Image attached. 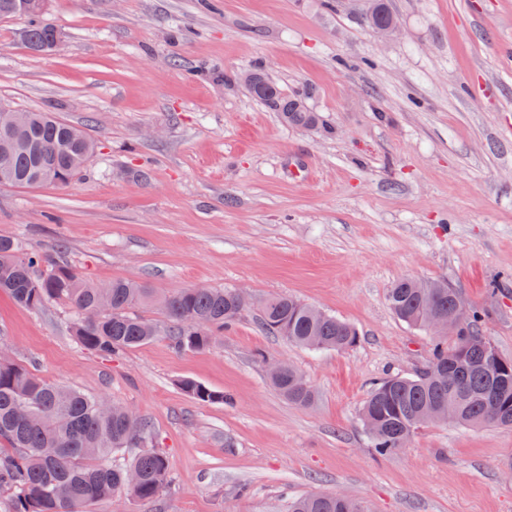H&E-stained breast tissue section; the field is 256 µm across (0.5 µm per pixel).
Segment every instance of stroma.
<instances>
[{
	"instance_id": "35a3bbf8",
	"label": "stroma",
	"mask_w": 512,
	"mask_h": 512,
	"mask_svg": "<svg viewBox=\"0 0 512 512\" xmlns=\"http://www.w3.org/2000/svg\"><path fill=\"white\" fill-rule=\"evenodd\" d=\"M391 6L401 33L385 44L336 0H44L56 53L22 42L25 17L0 20V102L97 143L68 186H0V236L64 243L96 282L242 288L253 303L208 349L160 337L103 358L63 303L0 293V354L129 409L168 457L169 492L83 512H288L328 491L371 512H512V428L431 424L380 457L358 419L376 383L430 357L429 333L389 308L399 279L458 289L512 358V0ZM256 66L307 93L324 130L252 97L239 77ZM270 294L349 322L359 343L263 333ZM262 353L296 366L314 403L282 397ZM185 378L226 403L192 400Z\"/></svg>"
}]
</instances>
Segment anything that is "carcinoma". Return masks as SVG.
Instances as JSON below:
<instances>
[{"label":"carcinoma","instance_id":"1","mask_svg":"<svg viewBox=\"0 0 512 512\" xmlns=\"http://www.w3.org/2000/svg\"><path fill=\"white\" fill-rule=\"evenodd\" d=\"M44 0H32L22 32L27 47L39 52L56 29L42 19ZM368 29L395 21L389 0H365L357 17ZM258 99L281 113L291 126L309 130L319 119L303 98L283 94L260 68L242 76ZM16 138L26 145L11 155L15 186H67L93 155L89 136L70 137L72 124L51 112L19 111ZM30 250L19 237L0 236V291L16 303L38 310L51 301L69 305L79 344L102 357L142 347L158 336L177 352L204 350L224 335L247 303L224 288H184L161 296L143 282L114 280L109 289L85 278L64 257ZM111 311L94 318L102 292ZM388 302L394 315L433 336L426 368L413 377L394 375L375 385L359 411V420L376 455L402 450L414 434L430 424L436 411L447 420L470 427H512V360L494 349L483 335L485 317L469 310L460 293L445 283L417 288L411 279L393 284ZM155 305L169 321L162 327L133 312ZM460 315L458 335L440 336L434 321ZM260 327L274 336L312 351H346L358 342L349 323L292 296L276 295L261 305ZM288 402L307 406L316 393L305 376L289 365L270 378ZM180 389L202 403H222L224 393L185 378ZM102 398L36 375L27 366L0 361V488L11 491L13 512H81L90 502L107 501L127 491L126 475L140 474L132 495L154 499L171 489L173 477L166 456L153 448L148 422L136 419L144 446L126 467L110 463L112 453L131 449L126 437L129 415ZM288 512H370L362 502L336 493H313L291 502Z\"/></svg>","mask_w":512,"mask_h":512}]
</instances>
